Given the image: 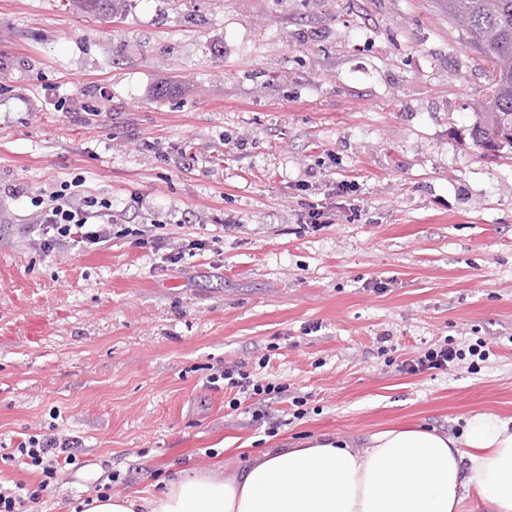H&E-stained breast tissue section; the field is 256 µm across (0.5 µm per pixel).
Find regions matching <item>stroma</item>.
<instances>
[{"label":"stroma","instance_id":"stroma-1","mask_svg":"<svg viewBox=\"0 0 512 512\" xmlns=\"http://www.w3.org/2000/svg\"><path fill=\"white\" fill-rule=\"evenodd\" d=\"M117 10L0 0V446L52 431L83 462L38 512L113 471L149 496L325 435L512 418V153L470 137L490 63L442 0ZM72 180L112 239L42 251L30 197ZM158 220L177 263L133 234ZM446 340L489 356L398 372ZM265 355L274 435L206 384Z\"/></svg>","mask_w":512,"mask_h":512}]
</instances>
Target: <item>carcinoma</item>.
I'll return each instance as SVG.
<instances>
[{"label": "carcinoma", "mask_w": 512, "mask_h": 512, "mask_svg": "<svg viewBox=\"0 0 512 512\" xmlns=\"http://www.w3.org/2000/svg\"><path fill=\"white\" fill-rule=\"evenodd\" d=\"M448 21L464 27L491 63L487 108L476 113L474 143L491 151L512 150V0H446Z\"/></svg>", "instance_id": "1"}]
</instances>
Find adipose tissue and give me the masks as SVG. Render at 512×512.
Segmentation results:
<instances>
[{"instance_id":"adipose-tissue-1","label":"adipose tissue","mask_w":512,"mask_h":512,"mask_svg":"<svg viewBox=\"0 0 512 512\" xmlns=\"http://www.w3.org/2000/svg\"><path fill=\"white\" fill-rule=\"evenodd\" d=\"M512 512V419L468 418L460 436L424 427L269 451L242 474L182 475L157 497L112 495L87 512Z\"/></svg>"}]
</instances>
